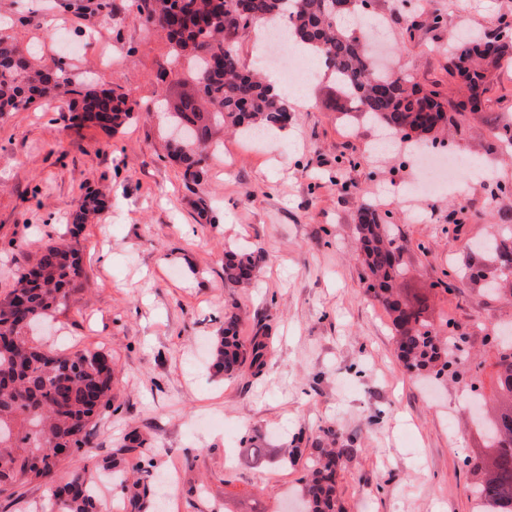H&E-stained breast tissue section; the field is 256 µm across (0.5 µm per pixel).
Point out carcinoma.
I'll return each mask as SVG.
<instances>
[{
  "label": "carcinoma",
  "instance_id": "cac0c4a2",
  "mask_svg": "<svg viewBox=\"0 0 512 512\" xmlns=\"http://www.w3.org/2000/svg\"><path fill=\"white\" fill-rule=\"evenodd\" d=\"M344 9L336 0H247L245 14L215 0H137L140 16L163 30L175 58L188 57L196 68V91L209 105L200 112L175 110L170 127L186 125L192 134L172 139L168 148L183 166L185 183H197L203 174V153L218 144L224 129L240 133L275 130L287 126L288 107L255 74L242 68L231 39L264 22L288 19V33L312 48L332 71L344 90L340 111L350 110L374 124L400 134L428 138L450 123L456 125L469 112L468 103L484 95L488 76L506 63L512 44L501 37L471 32L448 42V81L459 84L461 100L442 99L440 92L423 90L415 77L371 62L368 36L344 26L346 16L365 13V0H348ZM71 95L73 126L107 117L106 130L115 132L134 118L126 96L114 90L97 91L75 78L64 63L54 68L34 67L14 41L0 36V114L17 112L43 97ZM500 148L512 154V121L495 124ZM103 205L89 193L78 200L73 220L82 224ZM363 263L371 278L374 298L392 315L393 333L407 368L439 377L452 365L463 363L458 340L440 339L423 318L426 302L405 303L392 282L399 273V247L389 225L377 210L363 206L358 216ZM504 265L512 267V224H501L481 245ZM257 274L253 251L236 247L224 252V280L237 286L250 284ZM88 278L76 241L48 243L35 265L21 272L15 287L0 301V457L23 460L5 481L0 495L32 482L47 485L57 512H102L88 468L74 472L69 481L54 483L67 457V448L79 452L91 447V426L112 403V356L99 349L57 351L38 346L18 330L51 316L66 306L72 292ZM237 306L224 312V327L212 343L211 366L228 379L247 368L262 373L268 343L254 336L244 343ZM496 370L490 375L494 395L511 401L485 425L488 453L475 464L470 487L472 512H512V336L497 337ZM345 448H316L303 480L305 512H343L336 474ZM143 480H120L119 488L135 512L149 508Z\"/></svg>",
  "mask_w": 512,
  "mask_h": 512
}]
</instances>
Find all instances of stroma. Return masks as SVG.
<instances>
[{
    "instance_id": "1",
    "label": "stroma",
    "mask_w": 512,
    "mask_h": 512,
    "mask_svg": "<svg viewBox=\"0 0 512 512\" xmlns=\"http://www.w3.org/2000/svg\"><path fill=\"white\" fill-rule=\"evenodd\" d=\"M109 2L0 0V35L35 63L64 61L139 106L113 134L72 128L66 99L0 115V300L44 244L79 241L88 282L32 334L57 350L103 347L116 369L89 455L112 457L135 430L151 447L125 464L149 467L161 512H296L305 463L283 460L329 426L348 451L337 472L346 512H471L469 464L485 447L464 385L404 367L392 318L366 291L356 224L361 205H378L400 247L397 288L426 299L438 335L466 337L470 361L488 360L512 304L460 272L493 266L472 245L512 216V161L489 135L493 118H512V63L495 73L487 107L451 135L478 167L453 189L406 203L420 179L409 148L376 153L379 128L345 124L325 73L283 138L225 134L189 188L166 154V114L195 74L135 0ZM368 15L382 19L371 33L392 67L429 85L445 77L449 35L512 21V0H371ZM89 192L103 207L73 223ZM243 244L261 253L249 288L224 280L225 248ZM233 303L247 312L241 338L268 335L270 353L260 375L225 380L209 347Z\"/></svg>"
}]
</instances>
